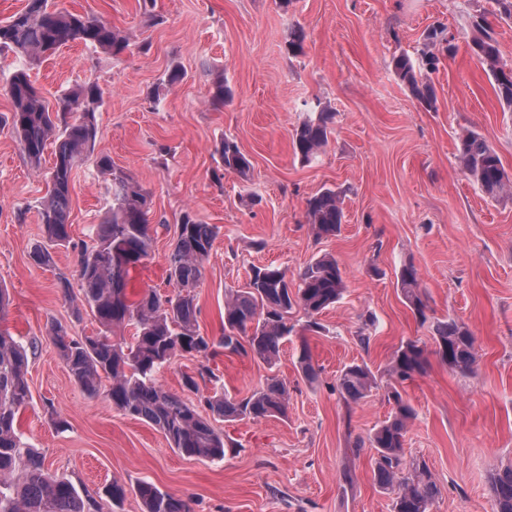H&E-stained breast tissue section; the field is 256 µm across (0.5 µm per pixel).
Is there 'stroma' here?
<instances>
[{
  "label": "stroma",
  "instance_id": "1",
  "mask_svg": "<svg viewBox=\"0 0 512 512\" xmlns=\"http://www.w3.org/2000/svg\"><path fill=\"white\" fill-rule=\"evenodd\" d=\"M55 2L110 21L134 45L116 59L75 43L32 72L51 104L63 90L98 83L96 150L149 190L153 218L167 221L150 259L130 274V299L150 288L168 292L164 270L186 211L218 228L196 290L204 335H220L225 293L241 288L254 265L295 273L329 254L346 290L319 315L322 332L293 336L275 367L236 355L211 364L236 397L277 375L288 385L287 419L212 417L236 450L221 460L182 455L106 396L83 393L59 358L51 324L74 336L95 333L97 325L75 317L59 290V275L76 276V251L56 249L49 268L29 257L44 238L38 210L54 155L45 151L41 166H32L18 140L0 130L6 324L37 343L29 358L33 400L20 415L21 430L51 470L92 491L144 478L190 500L193 512H391L368 453H355L353 442L387 417L389 359L412 339L424 346L427 364L403 385L417 412L405 448L426 460L441 488L433 512H491L488 479L512 463V201L491 199L469 181L456 147L461 129L474 130L512 173V112L503 111L471 54L468 18L489 16L509 65L512 21L494 17L492 0H293L286 8L278 0H156L148 15L138 0ZM438 24L455 33L458 52L431 75L437 108L429 112L395 77L392 58L418 57L423 32ZM296 25L307 34L297 57L287 51ZM144 43L149 51L139 52ZM176 67L184 77L172 85L168 74ZM220 78L232 90L222 105L212 101ZM324 107L335 114L329 145L318 161L301 163L292 133ZM225 137L251 160L248 179L224 171L214 148ZM325 188L340 194L345 219L340 233L319 240L306 221V201ZM110 199L94 160L80 164L71 189L74 240L103 221ZM408 262L428 306L424 322L397 284ZM368 313L375 322L366 327L371 342L364 349L356 332ZM446 317L474 334L476 375L452 371L437 354L430 321ZM304 346L319 373L313 384L298 364ZM354 362L371 368L377 386L348 405L334 385ZM56 416L66 430L55 427ZM346 469L352 482L341 477Z\"/></svg>",
  "mask_w": 512,
  "mask_h": 512
}]
</instances>
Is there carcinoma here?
Here are the masks:
<instances>
[{"label": "carcinoma", "instance_id": "obj_1", "mask_svg": "<svg viewBox=\"0 0 512 512\" xmlns=\"http://www.w3.org/2000/svg\"><path fill=\"white\" fill-rule=\"evenodd\" d=\"M472 55L484 67L504 109L512 110V71L500 59L493 28L482 14L471 17ZM306 33L291 30L288 52H304ZM456 35L446 27L424 33V52L417 62L406 54L392 59L394 74L428 111L437 110V99L427 74L436 71ZM72 43L108 50L118 58L129 50L130 41L106 20L70 12L51 5V0H27L26 6L0 20V50L23 55L29 65ZM5 92L12 103L10 117L0 119L20 141L30 163L40 164L49 142L55 143L54 162L45 176L46 198L40 219L45 240L36 245L31 258L41 267L53 264L58 247L78 253L77 280L82 309L91 313L99 329L75 338L57 324L51 332L70 376L90 397L100 393L126 415L139 418L163 433L169 447L197 459L224 458V434L204 416L209 411L224 420L261 421L287 417L288 388L275 378L251 394L237 398L218 389L217 376L209 362L221 354L257 357L268 365L278 359L281 346L297 334L289 315L302 310L303 330L320 332L315 316L336 304L345 290L344 273L336 259L324 255L297 274L272 267L254 266L243 288L224 303L221 336L200 332L195 289L202 278L216 236L215 227L183 213L176 226L174 247L167 259L166 282L172 291L148 290L139 300L127 296L130 270L142 266L152 255L157 228L151 225V194L128 172L116 167L109 156H97L100 172L110 176L112 204L102 223L95 226L90 241H74L69 221L74 169L94 156L99 138L95 112L101 102L98 85L89 81L59 98L52 111L28 70L16 71ZM334 113L320 111L306 118L292 133L294 155L303 163L316 161L328 145ZM224 171L248 177L252 163L238 143L229 137L215 146ZM458 162L463 174L489 197L512 199V177L497 151L480 134L464 130L459 136ZM307 223L316 238L336 235L345 218L343 201L332 189H323L306 201ZM419 273L413 263L402 266L400 290L410 309L427 320V305L418 291ZM132 326L131 341L119 339L114 329ZM437 353L448 368L462 374L474 372L476 339L454 319L433 325ZM11 332L0 327V512H116L127 494H134L142 512H191L188 501L161 490L153 482L139 480L128 488L112 482L104 493L90 492L71 479L50 472L44 454L23 441L19 416L31 405L28 382V351ZM179 354L200 359L196 373L183 377L193 397L166 391L158 376ZM425 349L407 340L393 352L389 374L395 380L386 392L391 412L367 437L355 441V452L373 451V480L388 495L392 512H432L441 490L422 457L406 458L405 434L416 410L404 399L397 385L424 372ZM299 365L313 382L317 371L307 345H302ZM346 401L366 398L375 385L367 364L344 367L336 379ZM491 512H512V464L489 480Z\"/></svg>", "mask_w": 512, "mask_h": 512}]
</instances>
